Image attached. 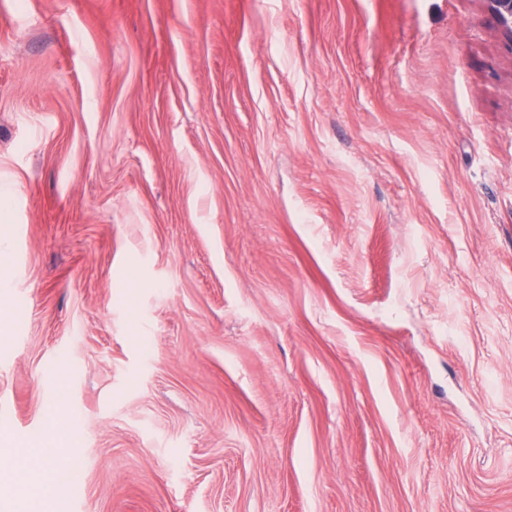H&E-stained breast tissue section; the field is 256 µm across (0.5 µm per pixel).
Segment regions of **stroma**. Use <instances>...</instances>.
<instances>
[{
  "instance_id": "obj_1",
  "label": "stroma",
  "mask_w": 512,
  "mask_h": 512,
  "mask_svg": "<svg viewBox=\"0 0 512 512\" xmlns=\"http://www.w3.org/2000/svg\"><path fill=\"white\" fill-rule=\"evenodd\" d=\"M1 224L0 454L80 476L54 512H512L484 0H0Z\"/></svg>"
}]
</instances>
